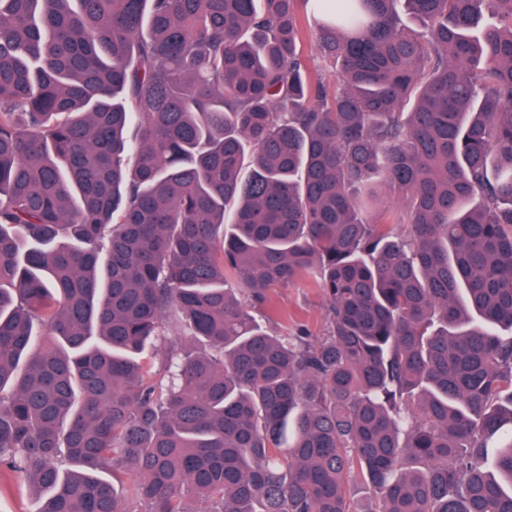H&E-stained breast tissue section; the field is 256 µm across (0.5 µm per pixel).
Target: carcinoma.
<instances>
[{
  "instance_id": "cac0c4a2",
  "label": "carcinoma",
  "mask_w": 512,
  "mask_h": 512,
  "mask_svg": "<svg viewBox=\"0 0 512 512\" xmlns=\"http://www.w3.org/2000/svg\"><path fill=\"white\" fill-rule=\"evenodd\" d=\"M316 2L333 90L298 0H0L35 512H512V0ZM300 282L325 333H272ZM299 17L303 28L306 31L301 49L310 58H317V44L314 38L311 37L310 31L314 29L313 23V2H301L299 7Z\"/></svg>"
}]
</instances>
